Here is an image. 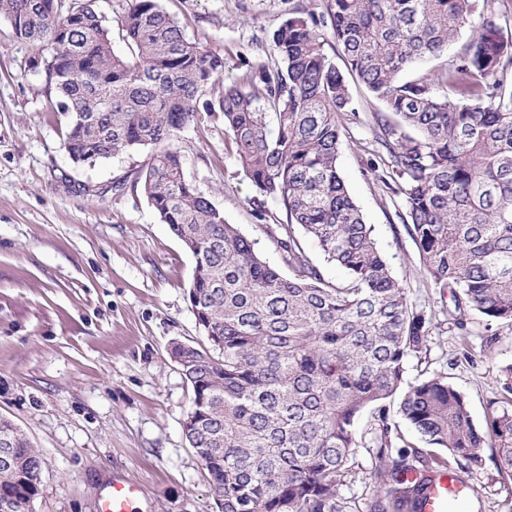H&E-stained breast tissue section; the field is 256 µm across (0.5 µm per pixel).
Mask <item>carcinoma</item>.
I'll return each mask as SVG.
<instances>
[{
  "mask_svg": "<svg viewBox=\"0 0 512 512\" xmlns=\"http://www.w3.org/2000/svg\"><path fill=\"white\" fill-rule=\"evenodd\" d=\"M47 2L0 0V18L41 48L52 111L71 116L67 154L93 163L155 148L134 185L170 232L195 246L188 302L209 334L177 355L192 392L184 435L215 512H352L341 487L360 448L372 460L369 512H420L426 481L443 471L491 463L511 484L512 363L500 369L483 429L447 372L426 371L403 388L407 360L426 361L437 324L393 276L337 166L339 119L356 115L350 77L382 104L368 123V167L402 200L424 273L448 297L446 321L460 336L470 335L471 311L489 328L512 326L509 0H323L320 11L301 2L273 33L274 59L215 98L207 93L224 57L188 40L155 0H125V55L92 0L55 11ZM467 24L477 34L454 57L402 78L444 54ZM329 38L344 72L324 51ZM200 112L222 114L259 220L267 200L283 207L286 220L265 231L288 273L185 179L174 142ZM302 234L342 269L340 280L325 278ZM403 424L426 447L408 440ZM5 438L15 465L0 466V499L30 512L39 453L0 416Z\"/></svg>",
  "mask_w": 512,
  "mask_h": 512,
  "instance_id": "cac0c4a2",
  "label": "carcinoma"
}]
</instances>
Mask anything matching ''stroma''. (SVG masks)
<instances>
[{
    "mask_svg": "<svg viewBox=\"0 0 512 512\" xmlns=\"http://www.w3.org/2000/svg\"><path fill=\"white\" fill-rule=\"evenodd\" d=\"M157 3L188 39L223 56L227 84L267 62L272 35L297 0ZM35 55L0 18V415L39 452L33 512H95L116 478L144 487L142 512H214L182 430L191 390L169 356L172 342L202 339L187 299L194 258L141 191L112 189L116 178L141 175L154 150L74 164L63 146L69 118L50 111ZM350 92L359 116L342 122L339 172L411 302L439 312L440 296L401 231V201L367 170L366 121L380 104L358 84ZM176 146L187 180L255 240L264 260L281 265L223 120L201 113ZM470 329L465 338L436 329L429 367H447L480 426L498 367L512 361V327L495 326L487 342L485 320L474 313ZM467 479L475 512H512V489L493 468Z\"/></svg>",
    "mask_w": 512,
    "mask_h": 512,
    "instance_id": "stroma-1",
    "label": "stroma"
}]
</instances>
